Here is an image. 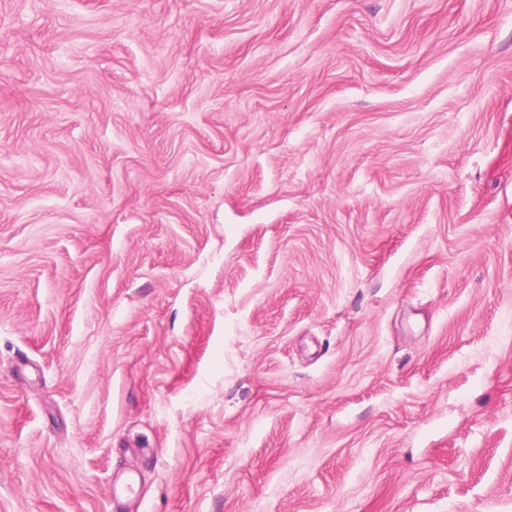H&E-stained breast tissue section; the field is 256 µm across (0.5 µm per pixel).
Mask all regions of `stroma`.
I'll return each mask as SVG.
<instances>
[{
    "instance_id": "obj_1",
    "label": "stroma",
    "mask_w": 512,
    "mask_h": 512,
    "mask_svg": "<svg viewBox=\"0 0 512 512\" xmlns=\"http://www.w3.org/2000/svg\"><path fill=\"white\" fill-rule=\"evenodd\" d=\"M0 512H512V0H0Z\"/></svg>"
}]
</instances>
